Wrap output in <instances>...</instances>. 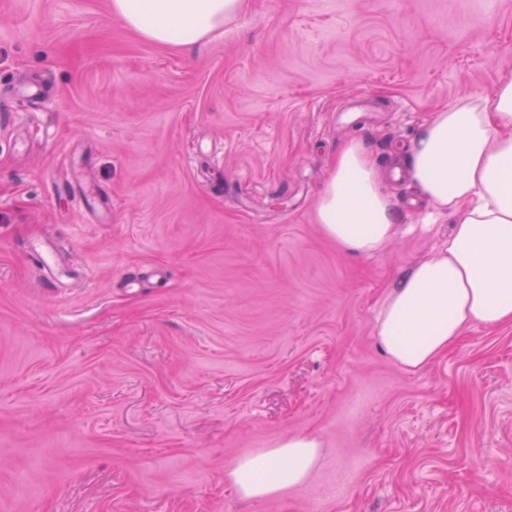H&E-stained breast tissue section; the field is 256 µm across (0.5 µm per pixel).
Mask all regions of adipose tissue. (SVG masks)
I'll list each match as a JSON object with an SVG mask.
<instances>
[{"label": "adipose tissue", "instance_id": "obj_1", "mask_svg": "<svg viewBox=\"0 0 512 512\" xmlns=\"http://www.w3.org/2000/svg\"><path fill=\"white\" fill-rule=\"evenodd\" d=\"M111 7L147 40L185 49L242 14L247 0H111ZM401 166L410 187L453 219L447 247L401 278L377 318L383 352L414 370L466 326L512 324V79L433 113L405 146ZM315 217L328 238L358 255L375 254L395 236L401 215L360 141L337 154ZM320 448L317 438L293 436L239 459L229 478L244 498H271L307 479Z\"/></svg>", "mask_w": 512, "mask_h": 512}]
</instances>
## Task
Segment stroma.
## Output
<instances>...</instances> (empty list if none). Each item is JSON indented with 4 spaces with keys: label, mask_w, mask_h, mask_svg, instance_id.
Instances as JSON below:
<instances>
[{
    "label": "stroma",
    "mask_w": 512,
    "mask_h": 512,
    "mask_svg": "<svg viewBox=\"0 0 512 512\" xmlns=\"http://www.w3.org/2000/svg\"><path fill=\"white\" fill-rule=\"evenodd\" d=\"M511 75L512 0H248L189 52L110 0H0V90L48 91L0 99V512H512V324L415 371L374 336L450 218L390 179L376 254L314 221L346 141L388 169ZM297 435L308 479L241 498ZM320 448L315 437L293 436L271 450L239 459L228 475L242 497L271 498L307 479Z\"/></svg>",
    "instance_id": "obj_1"
}]
</instances>
